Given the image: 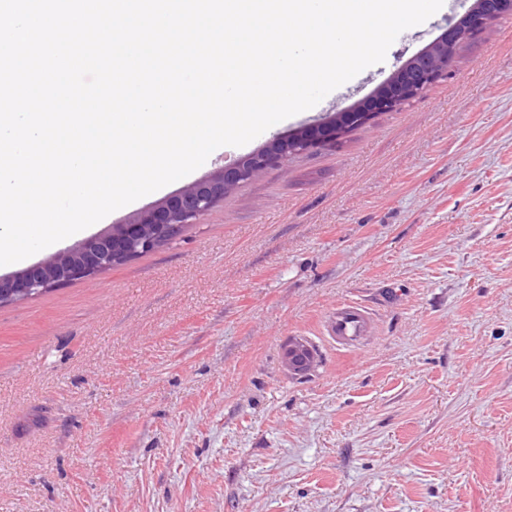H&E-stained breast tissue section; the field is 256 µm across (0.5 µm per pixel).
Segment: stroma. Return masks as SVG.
Wrapping results in <instances>:
<instances>
[{
	"instance_id": "stroma-1",
	"label": "stroma",
	"mask_w": 512,
	"mask_h": 512,
	"mask_svg": "<svg viewBox=\"0 0 512 512\" xmlns=\"http://www.w3.org/2000/svg\"><path fill=\"white\" fill-rule=\"evenodd\" d=\"M472 4L83 236L365 97ZM0 512H512V15L173 243L1 305ZM365 326V317L355 307H347L336 313L331 328L337 336L353 338L360 336ZM286 363L289 373L293 375L307 374L315 365L314 352L302 339L295 340L288 345Z\"/></svg>"
}]
</instances>
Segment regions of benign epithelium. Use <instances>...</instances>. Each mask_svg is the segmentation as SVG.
<instances>
[{
  "mask_svg": "<svg viewBox=\"0 0 512 512\" xmlns=\"http://www.w3.org/2000/svg\"><path fill=\"white\" fill-rule=\"evenodd\" d=\"M510 9L512 0H474L473 6L432 44L406 60L369 96L354 102L346 111L361 112L367 118L416 98L423 87L440 74L441 53L463 40L467 18L473 17L484 25ZM339 122L340 119L332 116L322 123L302 128L291 138L277 137L258 151L224 165L206 179L156 204L141 216L116 224L22 271L0 276V302L39 294L63 282L91 279L119 262L154 250L177 236L185 225L194 224L208 214L233 188L283 165L288 159V142L300 145L296 149L298 153L336 143L344 130ZM286 363L289 373L306 374L315 365L314 352L305 341L295 340L288 345Z\"/></svg>",
  "mask_w": 512,
  "mask_h": 512,
  "instance_id": "1",
  "label": "benign epithelium"
}]
</instances>
